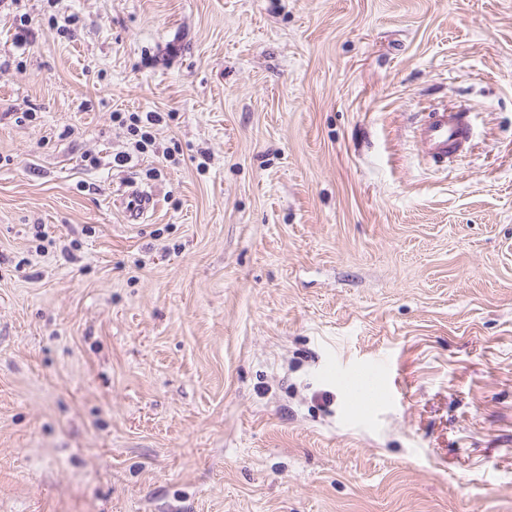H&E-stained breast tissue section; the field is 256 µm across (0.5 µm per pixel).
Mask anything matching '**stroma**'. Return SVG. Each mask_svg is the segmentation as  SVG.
<instances>
[{"mask_svg": "<svg viewBox=\"0 0 512 512\" xmlns=\"http://www.w3.org/2000/svg\"><path fill=\"white\" fill-rule=\"evenodd\" d=\"M0 512H512V0H0ZM471 137V125L465 112L435 108L418 130L424 156L433 162H451L465 150ZM112 119L120 126L126 127L129 135L139 137L134 144L135 148L143 153L154 143L155 137L152 129L160 125L164 117L160 112H116L113 113ZM153 199L152 191L129 186V189L118 194L115 202L122 208L128 223L138 224L144 214L151 208Z\"/></svg>", "mask_w": 512, "mask_h": 512, "instance_id": "stroma-1", "label": "stroma"}]
</instances>
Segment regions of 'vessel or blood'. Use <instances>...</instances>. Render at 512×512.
I'll use <instances>...</instances> for the list:
<instances>
[{
  "label": "vessel or blood",
  "mask_w": 512,
  "mask_h": 512,
  "mask_svg": "<svg viewBox=\"0 0 512 512\" xmlns=\"http://www.w3.org/2000/svg\"><path fill=\"white\" fill-rule=\"evenodd\" d=\"M471 137V125L466 113L436 108L418 131L424 156L435 162L450 161L465 150ZM152 191L129 187L117 198L128 223L135 224L153 204Z\"/></svg>",
  "instance_id": "obj_1"
}]
</instances>
